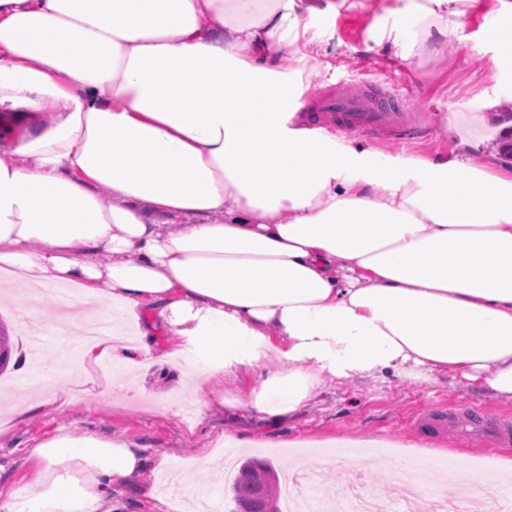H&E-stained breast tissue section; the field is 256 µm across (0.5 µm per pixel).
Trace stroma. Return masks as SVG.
<instances>
[{
  "label": "stroma",
  "mask_w": 512,
  "mask_h": 512,
  "mask_svg": "<svg viewBox=\"0 0 512 512\" xmlns=\"http://www.w3.org/2000/svg\"><path fill=\"white\" fill-rule=\"evenodd\" d=\"M390 0H346L336 12L316 19L314 39L324 51L316 74L302 77L303 88L325 90L337 85L356 87L358 82H378L400 89L417 121L414 135L358 134L363 147L383 153L427 157L439 150H452L455 142L446 131L454 117L475 113L480 99L512 91V81L495 82L496 50L483 43L480 30L484 13L471 8L462 33L451 36L448 48H425L409 58L396 57L387 47L370 48L368 28L388 24ZM59 320L56 304L45 298L33 300L25 289H12L0 297V330L9 340L15 357H23L28 337L54 328ZM155 347L165 353V362L143 360L135 375L126 377V387H112L113 360L97 366L99 385L86 390L77 362H70V378L62 384L47 382V375L60 360L58 341H50L38 354L36 364L45 380L32 384L30 375L7 366L0 370V492L32 486L41 462L31 450L59 433L98 436L128 444L150 459L168 455L184 472L191 490L218 488L226 512L235 503L225 482L227 470L238 469L248 458L269 463L280 477H298L300 453H318L342 440L366 438L387 455L401 450L410 454L447 453L460 460L479 458L492 463L512 461V446L499 448L479 437L466 440L451 435L433 438L416 427L414 417L429 404L442 401L467 408L481 406L493 417L512 418V403L482 398L476 382L449 380L437 373L419 377L390 375L386 379H353L342 383L323 381L314 403L287 419L281 427L234 408L239 396L258 387V373L227 377L212 383L214 407L204 419L183 418L185 399L194 397L191 384L183 382L182 370L193 356L192 347L168 330H160ZM29 405L15 416L14 405ZM207 454L208 470H199L195 460ZM163 473L147 468L140 486L116 485L113 498L128 512H169L166 498L174 490L162 487ZM317 484L327 493L345 496L353 487L377 493L388 490L380 471L343 461L319 472Z\"/></svg>",
  "instance_id": "35a3bbf8"
}]
</instances>
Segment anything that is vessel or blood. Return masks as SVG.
<instances>
[{"label": "vessel or blood", "mask_w": 512, "mask_h": 512, "mask_svg": "<svg viewBox=\"0 0 512 512\" xmlns=\"http://www.w3.org/2000/svg\"><path fill=\"white\" fill-rule=\"evenodd\" d=\"M312 112L329 113L332 123L359 133L374 134L397 127L406 119L403 99L371 83L359 84L354 91L340 85L319 99L299 100L295 118L307 120ZM415 424L434 436L453 433L465 438L478 434L498 446L512 443V422L489 417L478 408L462 411L436 404L422 412Z\"/></svg>", "instance_id": "obj_1"}]
</instances>
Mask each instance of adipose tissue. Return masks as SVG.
I'll return each mask as SVG.
<instances>
[{
  "label": "adipose tissue",
  "instance_id": "adipose-tissue-1",
  "mask_svg": "<svg viewBox=\"0 0 512 512\" xmlns=\"http://www.w3.org/2000/svg\"><path fill=\"white\" fill-rule=\"evenodd\" d=\"M472 0H394L376 46L410 57ZM334 0H0V286L148 310L195 388L280 368L237 408L271 425L322 379L420 367L512 402V173L404 157L293 123L288 58ZM482 36L512 73V0ZM141 340L84 348L127 371ZM39 490L0 512H116L147 458L93 435L33 448ZM67 463L69 475L55 467Z\"/></svg>",
  "mask_w": 512,
  "mask_h": 512
}]
</instances>
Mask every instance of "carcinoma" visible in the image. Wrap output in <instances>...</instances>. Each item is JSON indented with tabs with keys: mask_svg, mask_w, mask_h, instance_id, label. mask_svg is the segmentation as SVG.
<instances>
[{
	"mask_svg": "<svg viewBox=\"0 0 512 512\" xmlns=\"http://www.w3.org/2000/svg\"><path fill=\"white\" fill-rule=\"evenodd\" d=\"M236 512H280V485L272 467L247 460L232 485Z\"/></svg>",
	"mask_w": 512,
	"mask_h": 512,
	"instance_id": "cac0c4a2",
	"label": "carcinoma"
}]
</instances>
